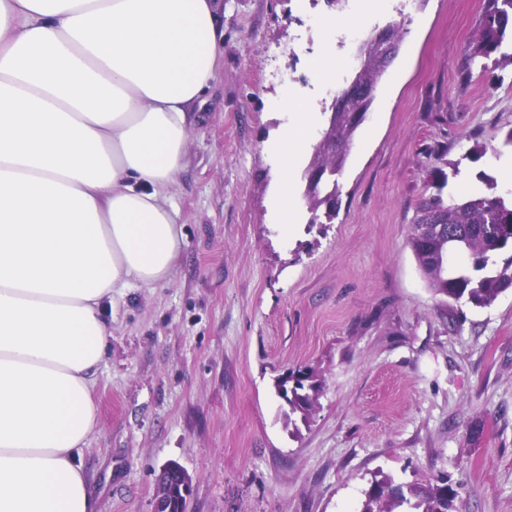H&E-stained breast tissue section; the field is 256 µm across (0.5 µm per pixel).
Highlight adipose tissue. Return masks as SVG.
I'll use <instances>...</instances> for the list:
<instances>
[{
    "label": "adipose tissue",
    "instance_id": "obj_1",
    "mask_svg": "<svg viewBox=\"0 0 512 512\" xmlns=\"http://www.w3.org/2000/svg\"><path fill=\"white\" fill-rule=\"evenodd\" d=\"M219 0H0V512H95L105 301L167 281Z\"/></svg>",
    "mask_w": 512,
    "mask_h": 512
}]
</instances>
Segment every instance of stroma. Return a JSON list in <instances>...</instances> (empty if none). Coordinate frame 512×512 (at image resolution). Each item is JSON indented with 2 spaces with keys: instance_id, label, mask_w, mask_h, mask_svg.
Returning <instances> with one entry per match:
<instances>
[{
  "instance_id": "stroma-1",
  "label": "stroma",
  "mask_w": 512,
  "mask_h": 512,
  "mask_svg": "<svg viewBox=\"0 0 512 512\" xmlns=\"http://www.w3.org/2000/svg\"><path fill=\"white\" fill-rule=\"evenodd\" d=\"M215 77L172 189L183 241L169 281L124 289L92 400L83 468L97 512H153L167 463L192 478L186 512H361L374 476L462 485L459 512H512V288L490 306L435 296L408 243L430 173L445 194L501 173L512 152V65L473 55L486 0H223ZM389 24L379 78L339 178L338 214L310 223L303 151L278 136L293 97L324 106ZM325 53L331 77L310 73ZM290 171L295 210L277 208ZM320 384L308 414L275 384ZM371 45L380 49L379 57L389 66L400 50L398 32L394 27H385L374 33Z\"/></svg>"
}]
</instances>
